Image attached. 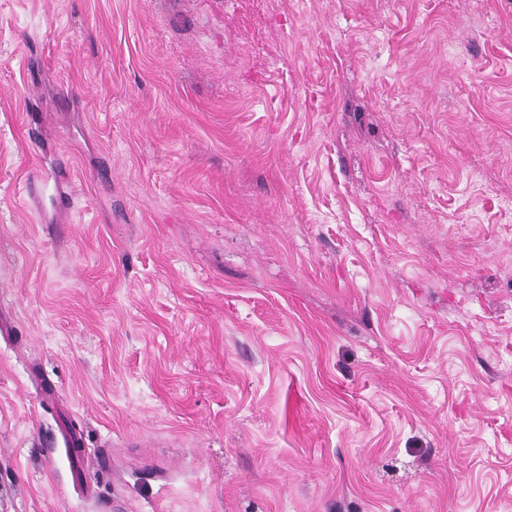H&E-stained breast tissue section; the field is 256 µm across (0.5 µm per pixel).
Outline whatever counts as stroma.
Listing matches in <instances>:
<instances>
[{"instance_id": "stroma-1", "label": "stroma", "mask_w": 512, "mask_h": 512, "mask_svg": "<svg viewBox=\"0 0 512 512\" xmlns=\"http://www.w3.org/2000/svg\"><path fill=\"white\" fill-rule=\"evenodd\" d=\"M0 324V512H512V0H0Z\"/></svg>"}]
</instances>
